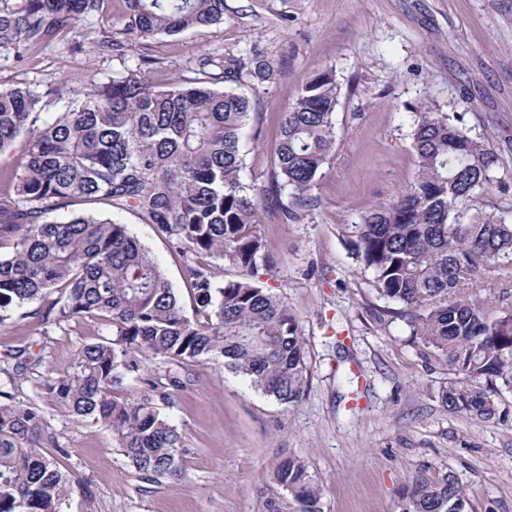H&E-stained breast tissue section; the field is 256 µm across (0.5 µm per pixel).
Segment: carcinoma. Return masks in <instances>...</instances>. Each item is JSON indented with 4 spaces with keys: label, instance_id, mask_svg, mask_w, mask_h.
<instances>
[{
    "label": "carcinoma",
    "instance_id": "cac0c4a2",
    "mask_svg": "<svg viewBox=\"0 0 512 512\" xmlns=\"http://www.w3.org/2000/svg\"><path fill=\"white\" fill-rule=\"evenodd\" d=\"M110 0H0V48L17 61L61 33L81 47L83 18ZM128 35L148 40L224 22V0H125ZM147 53L108 81L90 79L79 92L62 84L40 93L0 87V326L34 319L42 328L86 316L108 337L83 343L71 370L49 375L40 392L65 414L91 418L139 479L159 484L181 472V435L149 398L118 399L114 390L141 377L145 353L165 364L223 360L224 367L282 405L295 406L309 383L297 316L279 295L258 285L270 267L261 235L265 217L299 223L318 206L313 194L336 144L340 89L335 73L318 69L299 84L284 113L268 182L245 181L242 133L251 100L218 84L246 75L255 87L274 78L264 52L222 62L203 57L194 76L154 84ZM69 98L58 112L51 100ZM409 136L416 176L404 197L362 218L351 254L370 274L377 296L400 306L414 340L469 382L442 390L448 410L479 420L498 414L495 390L512 393V310L489 313L455 290L466 276L504 277L512 269V224L503 216L464 222L493 180L495 158L459 118L424 106ZM75 202L131 211L155 227L183 259L192 301L186 311L163 270L110 216L50 214ZM237 270L234 279L224 269ZM58 291V297L50 294ZM17 368L43 359L16 353ZM38 400H16L0 388V512H64L78 479L48 458L52 441ZM274 481L298 503L320 512L321 489L299 458L278 462ZM402 512H473L451 473L418 475Z\"/></svg>",
    "mask_w": 512,
    "mask_h": 512
}]
</instances>
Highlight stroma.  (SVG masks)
<instances>
[{
    "mask_svg": "<svg viewBox=\"0 0 512 512\" xmlns=\"http://www.w3.org/2000/svg\"><path fill=\"white\" fill-rule=\"evenodd\" d=\"M124 0L85 19L90 33L73 52L59 36L18 66L0 49V86L45 91L51 80L79 89L90 74L106 79L135 66L139 47L125 58L103 54L96 39H124ZM262 49L275 78L238 91L252 101L242 147L246 180L267 182L283 115L294 89L317 69H330L340 86L336 150L316 194L319 205L297 224L261 226L273 274L266 288L296 313L308 352L304 400L287 407L255 391L222 363L166 366L142 361L143 381H127L121 397L149 394L148 383L177 376L187 389L158 401L182 435V475L142 482L112 440L91 419L41 406L67 455L62 465L88 483L91 500L76 497L66 512H297L274 482L277 461L305 460L322 490L320 512H401L402 490L413 477L453 473L475 512H512V394L498 398L496 419L449 411L439 396L459 372L437 361L388 313L369 275L346 246L364 215L400 200L415 176L409 129L422 105L458 115L470 136L497 163L478 214L512 220V0H224V21L150 41L159 61L154 83L192 76L199 56L215 60ZM163 269L180 298L188 293L180 258L153 225L119 213ZM106 328L85 317L40 335L35 325L0 326V387L20 398L38 394L37 376H14L12 355L30 349L43 371L61 373L84 342Z\"/></svg>",
    "mask_w": 512,
    "mask_h": 512,
    "instance_id": "obj_1",
    "label": "stroma"
}]
</instances>
